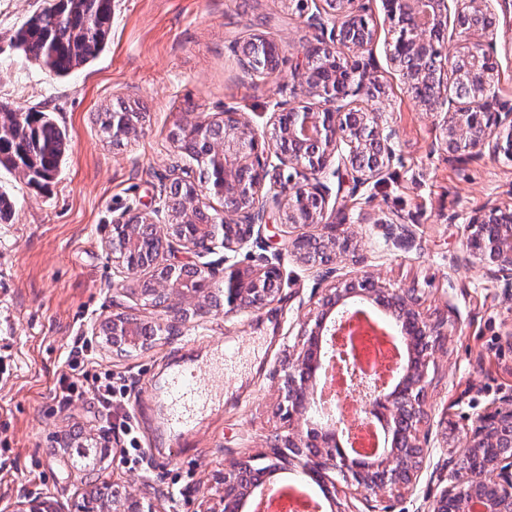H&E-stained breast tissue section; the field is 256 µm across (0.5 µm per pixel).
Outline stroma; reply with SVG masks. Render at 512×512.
<instances>
[{"instance_id": "35a3bbf8", "label": "stroma", "mask_w": 512, "mask_h": 512, "mask_svg": "<svg viewBox=\"0 0 512 512\" xmlns=\"http://www.w3.org/2000/svg\"><path fill=\"white\" fill-rule=\"evenodd\" d=\"M50 3L0 0V102L53 113L70 145L54 178L39 186L0 168V184L15 201L9 220L0 223V354L13 361L10 377L0 378V512H11L31 477L63 512L85 490L74 461L59 447L76 426L99 437L103 414L87 396L60 405L53 390L67 370L74 337L91 336L101 316L144 312L114 288L120 276L112 259L113 217L153 213L162 183L195 175L196 162L181 156L170 138L190 112L214 115L233 106L265 129L277 104L304 101L291 73L315 36L305 17L324 5L307 0L299 10L293 0H115L104 51L61 79L11 46L16 30ZM367 5L381 105L399 133L396 158L379 181L360 190H353L346 170L327 181L342 188L347 215L368 243L364 269L380 274L387 287L413 290L424 315L448 332L428 366L434 424L425 468L416 489L394 504V512H423L457 441L437 420L458 422L461 413L512 393V307L502 304L496 284L451 267L468 217L490 199L512 206V161L452 163L433 150L437 122L416 107L386 56L392 29L381 0ZM506 9L494 45L495 90L512 100V0ZM253 33L284 46L281 69L271 77L245 74L232 50ZM120 100L143 105L145 118L136 136L117 149L100 135L96 116ZM362 213L372 214L373 223H358ZM390 219L407 225L412 247L389 242ZM287 232L281 214L270 212L259 241L234 257L245 266L251 254H279V300L262 313L228 320L213 314L126 357L95 344V361L111 369L116 388L112 426L121 446H134L139 455L129 469L100 462L102 481L123 480L133 470L162 492L179 495L180 512H209L222 494L225 469L261 454L272 436L285 432L277 413V371L297 348L303 323L327 286L288 253ZM224 347L235 350L237 366L216 384L221 407L201 417L192 448L168 457L149 412L155 380L185 357L215 365Z\"/></svg>"}]
</instances>
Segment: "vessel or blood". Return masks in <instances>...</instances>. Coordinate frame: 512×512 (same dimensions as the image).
I'll return each instance as SVG.
<instances>
[{
	"mask_svg": "<svg viewBox=\"0 0 512 512\" xmlns=\"http://www.w3.org/2000/svg\"><path fill=\"white\" fill-rule=\"evenodd\" d=\"M217 397L210 383L199 378L195 364L172 368L155 397L161 437L176 436L182 438L184 447H192L196 422Z\"/></svg>",
	"mask_w": 512,
	"mask_h": 512,
	"instance_id": "obj_1",
	"label": "vessel or blood"
}]
</instances>
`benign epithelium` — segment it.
<instances>
[{"label":"benign epithelium","instance_id":"7a95c632","mask_svg":"<svg viewBox=\"0 0 512 512\" xmlns=\"http://www.w3.org/2000/svg\"><path fill=\"white\" fill-rule=\"evenodd\" d=\"M453 27L464 46L448 41V0H382L393 38L387 57L421 109L441 117L437 148L450 162H468L486 155L512 160V102L494 90L498 71L490 36L496 31L492 0H458ZM321 36L304 51L305 64L295 72L297 86L319 98L318 105H300L272 113L273 132L256 127L244 113L226 108L220 116L193 112L179 128L195 130L203 148L200 159L212 157L224 168L214 185L224 201L220 224H178L175 210L193 188L192 204L208 194L209 178L176 177L163 186L162 206L152 216L117 218L113 233H123L121 250L112 258L122 268L132 297L159 311L165 324H154L125 312L101 317L95 337L116 354L146 351L159 333L179 332L212 313L224 317L260 313L271 306L282 282L280 267L266 256L241 268L219 272L193 260L164 263L174 246L202 257L224 249V261L242 250L266 223L273 209L292 228L288 249L305 266L325 267L330 278L338 266L362 263L366 244L341 220L340 195H331L322 175L335 165L347 168L356 191L378 180L395 158L397 129L373 108L354 107L363 95L380 98L370 60L374 39L365 0H326V7L308 18ZM282 44L251 34L235 47L247 74L270 76L277 70ZM454 81L448 97L445 77ZM132 105L113 110L112 123L125 139L137 133ZM292 173L284 174L285 169ZM454 270H475L503 284L502 297L512 300V209L487 202L469 216L462 251L452 259ZM157 273L154 284L142 272ZM367 304L385 316L381 324L405 350L391 370L367 395L357 390L347 398L373 428L381 429V448L359 454L347 438L342 415L325 417L322 388L331 368L351 365L344 352L333 354L330 341L342 319ZM302 344L288 352L280 369L278 412L288 422L285 434L269 441L259 467L243 457L224 472L223 494L213 512H251L254 501L274 486L275 469L300 468L332 500L336 512H352L335 501L330 487L342 479L360 497L364 512H391L393 498L413 491L420 481L429 439L421 426L430 421L428 365L443 348L447 332L427 320L409 288H388L368 271L348 274L324 289L301 331ZM460 448L448 453L427 512H512V395L496 398L474 414L462 417ZM87 493L72 512H167L163 494L139 475L103 486L95 472L85 474ZM11 512H61L49 497H23Z\"/></svg>","mask_w":512,"mask_h":512}]
</instances>
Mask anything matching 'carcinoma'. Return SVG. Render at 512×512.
<instances>
[{
    "label": "carcinoma",
    "instance_id": "carcinoma-1",
    "mask_svg": "<svg viewBox=\"0 0 512 512\" xmlns=\"http://www.w3.org/2000/svg\"><path fill=\"white\" fill-rule=\"evenodd\" d=\"M112 0H55L15 33L13 46L57 77L90 64L107 44ZM100 134L120 143L112 110L98 113ZM69 149L66 131L46 111L0 104V166L39 184L54 177Z\"/></svg>",
    "mask_w": 512,
    "mask_h": 512
}]
</instances>
